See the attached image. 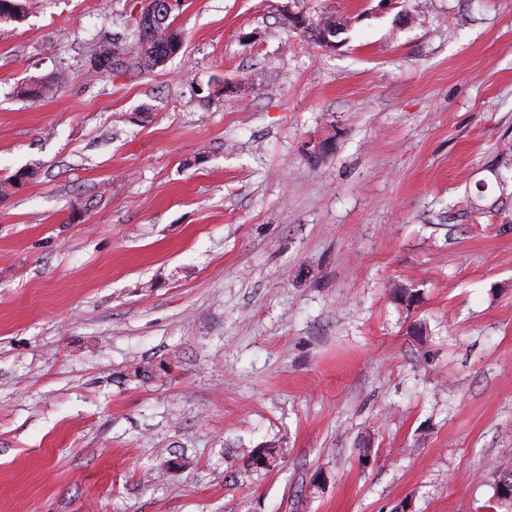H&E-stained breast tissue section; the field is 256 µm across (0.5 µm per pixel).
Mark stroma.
<instances>
[{
	"label": "stroma",
	"instance_id": "1",
	"mask_svg": "<svg viewBox=\"0 0 512 512\" xmlns=\"http://www.w3.org/2000/svg\"><path fill=\"white\" fill-rule=\"evenodd\" d=\"M148 3L0 21V512H491L512 0ZM166 1L151 0L146 12L147 15L152 14L153 18L148 23H145L148 17L144 18V15H142L140 19V26L143 25V28L138 32V46L140 49L135 62L140 69L147 70L162 63L182 44L178 32L171 28L170 23H167L173 10L168 11V8L170 9L178 4L175 0ZM163 10L166 14H162ZM157 17L158 21L156 20Z\"/></svg>",
	"mask_w": 512,
	"mask_h": 512
}]
</instances>
